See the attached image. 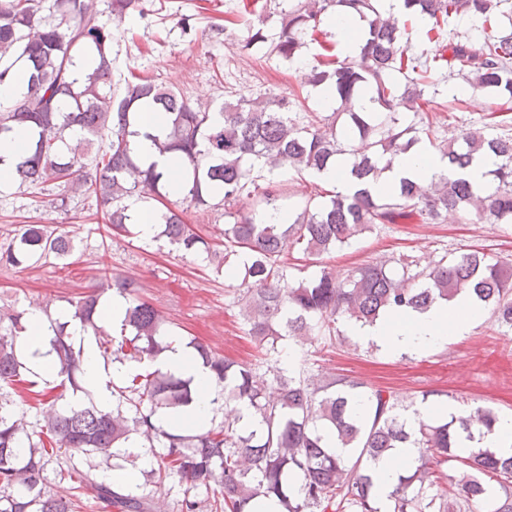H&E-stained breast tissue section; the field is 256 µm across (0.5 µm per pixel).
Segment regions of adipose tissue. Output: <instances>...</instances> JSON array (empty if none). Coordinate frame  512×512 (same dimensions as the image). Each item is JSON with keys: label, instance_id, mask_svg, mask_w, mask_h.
<instances>
[{"label": "adipose tissue", "instance_id": "1", "mask_svg": "<svg viewBox=\"0 0 512 512\" xmlns=\"http://www.w3.org/2000/svg\"><path fill=\"white\" fill-rule=\"evenodd\" d=\"M140 134L131 143L135 158L142 167L156 166L169 183H179L183 167L158 154L155 137L161 136L167 124L161 113L143 111L137 116ZM449 167L425 148L415 146L386 167L380 178L370 184V191L385 195L396 190L402 180L426 185ZM482 314L480 304L471 297L442 301L425 310L405 309L396 315H385L371 324H352L348 332L356 339L372 343L388 354L422 353L462 335L468 326ZM27 332L22 351L30 367L37 372H48L50 322L41 311H31L26 317ZM71 339L82 350L83 386L94 394L101 404L111 400L112 380L131 374V366L116 363L105 365L96 345L79 323L69 328ZM154 367L190 379L193 401L186 408V423L195 428L209 426L213 417L212 400L216 384L211 371L197 359L192 348L180 340H172L170 347L153 362ZM418 451L412 447L395 449L393 454L373 468L375 502L378 507L389 505V495L406 467L415 462Z\"/></svg>", "mask_w": 512, "mask_h": 512}]
</instances>
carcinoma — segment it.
<instances>
[{
    "label": "carcinoma",
    "instance_id": "1",
    "mask_svg": "<svg viewBox=\"0 0 512 512\" xmlns=\"http://www.w3.org/2000/svg\"><path fill=\"white\" fill-rule=\"evenodd\" d=\"M506 4L403 0L394 17L383 15L384 0H297L273 41V51L290 61L307 34L319 31L328 9L364 22L355 57H343L337 45L322 43L319 60L306 77L307 84L330 90L340 102L346 119L339 127L316 115L297 120L296 99L286 94L225 100L200 109L178 90L132 73L118 96L112 85V27L99 20L94 0H51L46 16L41 0H0V86L29 74L22 99L0 101V134L31 132L13 183L37 195L61 185L82 189L106 207L114 237L136 236L123 205L128 198L150 195L160 202L206 208L221 198L228 218L224 250L214 248L169 206L160 215L158 237L189 254L206 253L217 275L230 257H239L237 303L248 335L265 356L279 353V342L299 336L330 340L340 320L372 324L389 312L423 310L458 295L476 296L499 325L512 329V264H490L478 250L421 271L400 258L394 266L387 260L351 269L324 266L296 285L286 276L291 253L317 261L375 224H435L450 211L463 224L512 223V134L485 132L512 128V30L488 34L477 47L450 42L432 53L414 52L402 40L407 23L420 17L431 22L426 38L435 44L456 16L483 22L503 16L512 27V8ZM110 8L122 19L139 10V0H111ZM267 41L263 28L252 27L241 50L249 53ZM78 62L83 63L80 70ZM444 69L461 72L474 89L502 100L484 128L443 147L456 171L467 169L479 153L497 158L480 191L462 177L446 176L426 187L404 181L384 196L359 188L327 200L310 199L301 212L291 213L287 224L258 223L254 214L233 210L243 195L259 198L266 209H279L280 190L272 181L260 185L261 173L273 174L284 158L299 176L319 173L350 153L351 138H360L370 149L353 156L352 177L364 181L377 175L381 158L406 154L419 134L430 133L426 95L432 76ZM367 94L380 111H360L357 103ZM145 108L168 118L159 154L186 165L184 183L176 189L162 181L155 167L141 169L132 154L131 138L139 135L135 115ZM404 110L418 124L403 126ZM215 113L222 122L213 121ZM74 127L83 136L69 145L65 134ZM104 139L109 140L108 158H89ZM73 250L68 233L25 224L0 260L17 266L35 257L62 259ZM102 279L106 285L68 301L71 318L93 333L102 357L138 364L155 360L169 348L163 316L140 297L133 281ZM107 289L126 301L118 339L100 326V299ZM51 328L49 353L58 368L53 382L39 379L21 360L24 312L0 308V512H149L148 497L119 482H100L75 464L81 457L128 456L126 444L133 436L150 448H162L154 453L157 467L150 470L157 492L173 477L186 485L178 512H262V502L272 497L280 512H379L372 466L406 445L421 449L420 464L399 477L390 494L391 512H512V455L479 448L465 456L459 445L461 436L470 439L475 429H494L499 417L490 408L449 420H422L412 430L390 392L344 377L325 383L287 367L273 369L269 380L255 367L217 356L193 338L187 345L219 387L214 411L247 406L258 427L238 426L233 414L183 434L165 427L158 416L191 404L190 381L158 368L147 370L112 392V406L86 402L78 397L83 391L81 351L74 348L68 322L54 320ZM7 389L25 394L39 410L40 430L27 431L26 416L5 394ZM451 461L460 465L452 477L443 470ZM53 462L90 494L71 500L51 495L47 467ZM211 484L219 486L220 495L204 502L189 498L191 490Z\"/></svg>",
    "mask_w": 512,
    "mask_h": 512
}]
</instances>
